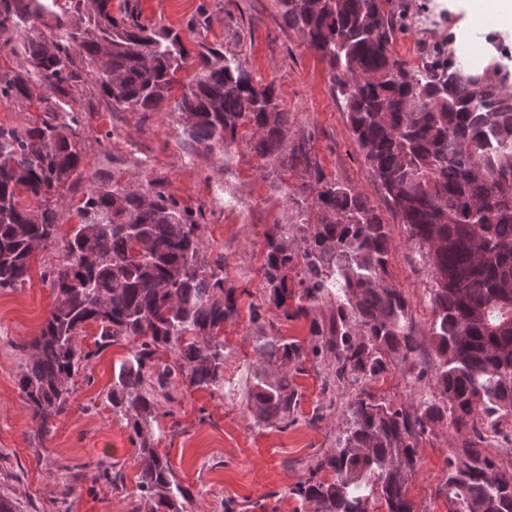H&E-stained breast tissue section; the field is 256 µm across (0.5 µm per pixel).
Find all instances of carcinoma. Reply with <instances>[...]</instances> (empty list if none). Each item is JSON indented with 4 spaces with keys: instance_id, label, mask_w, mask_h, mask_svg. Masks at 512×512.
I'll use <instances>...</instances> for the list:
<instances>
[{
    "instance_id": "carcinoma-1",
    "label": "carcinoma",
    "mask_w": 512,
    "mask_h": 512,
    "mask_svg": "<svg viewBox=\"0 0 512 512\" xmlns=\"http://www.w3.org/2000/svg\"><path fill=\"white\" fill-rule=\"evenodd\" d=\"M288 27L329 64L331 81L369 174L409 239L427 248L436 272L431 340L438 395L409 409L362 389L346 410L334 453L320 457L293 494L311 512H416L407 497L418 443L446 418L471 428L453 448L439 489L460 512H512V464L485 454L484 430L512 423V83L496 61L462 66L429 52L416 67L394 59L396 15L380 0H279ZM23 36L27 65L0 74V100L41 115L22 127L0 125V289L28 277L35 249L57 238L52 198L81 179V124L69 102L82 72L117 109L178 114L207 152L237 143L250 127L252 150L289 158L319 188L317 221L266 238L264 277L282 317L307 315L337 291L336 313L313 320L314 343L274 334L253 347L260 362L249 401L256 426L288 427L299 403L289 374L308 357L330 353L334 386L381 375L419 350L408 302L390 280L391 230L354 188L332 180L303 143L288 146V112L275 83L258 85L235 59L190 55L165 27L148 28L112 0H0V34ZM194 75L173 96L176 74ZM44 94L33 98L32 86ZM41 202L22 207L19 192ZM192 213L151 182L128 190L104 178L87 194L65 242V263L46 277L55 303L30 344L17 385L40 436L69 405L68 383L94 352L80 345L86 324L99 329L96 350L125 341L108 400L136 436V488L148 512H190L193 496L154 446V423L175 398L176 380L210 389L224 383V323L239 315L236 288L224 277V253L203 252ZM301 242L300 249L294 243ZM300 271H294L298 259ZM295 309H288V300ZM169 351V362L159 353ZM335 478L315 480L322 469Z\"/></svg>"
}]
</instances>
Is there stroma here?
Here are the masks:
<instances>
[{
  "label": "stroma",
  "mask_w": 512,
  "mask_h": 512,
  "mask_svg": "<svg viewBox=\"0 0 512 512\" xmlns=\"http://www.w3.org/2000/svg\"><path fill=\"white\" fill-rule=\"evenodd\" d=\"M389 7L407 18L392 52L408 65L420 63L424 50L447 49L463 35L471 45L480 43L475 22L466 12L448 9L445 0H390ZM128 11L144 24L177 33L189 53L217 51L236 59L255 80L275 82L290 116L289 143L306 142L326 179L353 186L381 212L391 229V279L408 301L420 348L413 362L391 366L367 386L397 406L435 396L434 270L367 171L331 90L327 61L300 31L283 24L278 0H112L113 15ZM72 94L87 130L80 143L83 178L65 187L57 202V243L35 251L25 283L0 290V491L25 512H145L135 494L140 461L132 430L113 414L107 399L114 370L128 355L127 343L96 350L98 329L87 324L82 346L91 356L71 378L70 403L47 437L39 436L17 387L29 345L55 301L44 274L64 261L62 243L78 221V209L95 177L107 174L128 189L162 181L180 205L202 213L204 249L224 254L227 281L241 291L239 316L225 324L223 333L224 377L230 387L176 384L172 413L159 420L157 452L168 456L178 481L190 490L193 512H224L229 499L241 512H306L289 490L308 477L314 460L336 448L354 389L325 390L331 357L305 362L294 377L300 398L294 422L279 429L255 426L242 386L256 364L254 344L269 334L268 322L279 323L285 338L305 346L312 342L310 318L284 321L264 288L267 234L315 217L311 205L292 201L305 181L301 168L283 157L256 154L245 127L238 131L236 148L207 152L195 147L177 113L113 110L87 76ZM256 305L264 319L260 325L250 320ZM471 436L447 420L428 426L419 443L417 474L407 486L417 512H448L437 489L448 476L453 446ZM100 471L121 473L123 487L90 478L70 481L72 473L91 477Z\"/></svg>",
  "instance_id": "obj_1"
}]
</instances>
